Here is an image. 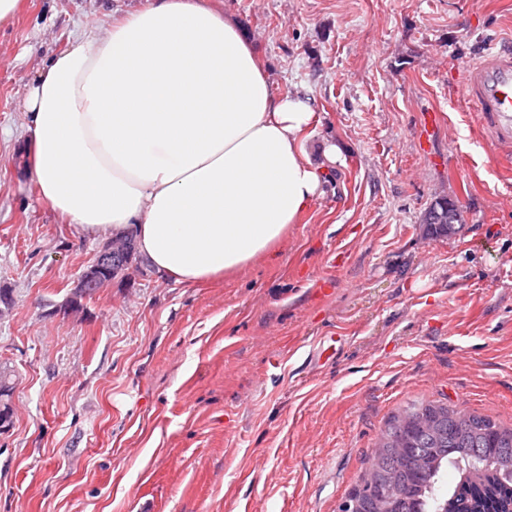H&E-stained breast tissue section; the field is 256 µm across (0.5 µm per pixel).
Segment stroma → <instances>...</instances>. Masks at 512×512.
<instances>
[{
  "label": "stroma",
  "mask_w": 512,
  "mask_h": 512,
  "mask_svg": "<svg viewBox=\"0 0 512 512\" xmlns=\"http://www.w3.org/2000/svg\"><path fill=\"white\" fill-rule=\"evenodd\" d=\"M213 2L273 90L314 103L309 159L339 149L324 193L273 261L192 285L139 256L73 312L106 238L38 201L23 100L144 0H22L0 26V512H340L407 405L512 427V169L461 92L512 42V0ZM441 198L462 225L435 238ZM448 206H451V208H448ZM456 210H459V206L456 204V202L448 201L447 198L441 199L437 201L433 206H431L426 212L424 218V223L428 224L427 226L431 234L435 236H448L456 233V223L459 221V219H454L452 217V214L457 215L454 213ZM443 221H448L455 224H443L440 228H434L432 230L429 228V226L440 224Z\"/></svg>",
  "instance_id": "stroma-1"
}]
</instances>
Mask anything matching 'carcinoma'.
Listing matches in <instances>:
<instances>
[{
	"label": "carcinoma",
	"mask_w": 512,
	"mask_h": 512,
	"mask_svg": "<svg viewBox=\"0 0 512 512\" xmlns=\"http://www.w3.org/2000/svg\"><path fill=\"white\" fill-rule=\"evenodd\" d=\"M459 206L437 201L431 234L456 233ZM459 481L439 494L448 470ZM366 474L352 491L360 512H512V427L450 404H413L387 422Z\"/></svg>",
	"instance_id": "cac0c4a2"
}]
</instances>
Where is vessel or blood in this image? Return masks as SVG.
Masks as SVG:
<instances>
[{
  "label": "vessel or blood",
  "mask_w": 512,
  "mask_h": 512,
  "mask_svg": "<svg viewBox=\"0 0 512 512\" xmlns=\"http://www.w3.org/2000/svg\"><path fill=\"white\" fill-rule=\"evenodd\" d=\"M464 97L493 121L500 142L512 144V48L488 52L467 70Z\"/></svg>",
  "instance_id": "obj_1"
}]
</instances>
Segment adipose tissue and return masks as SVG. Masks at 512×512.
Listing matches in <instances>:
<instances>
[{"instance_id": "1", "label": "adipose tissue", "mask_w": 512, "mask_h": 512, "mask_svg": "<svg viewBox=\"0 0 512 512\" xmlns=\"http://www.w3.org/2000/svg\"><path fill=\"white\" fill-rule=\"evenodd\" d=\"M24 108L39 198L86 235L133 234L177 282L274 258L322 192L311 100L274 92L211 0H146L76 39Z\"/></svg>"}]
</instances>
